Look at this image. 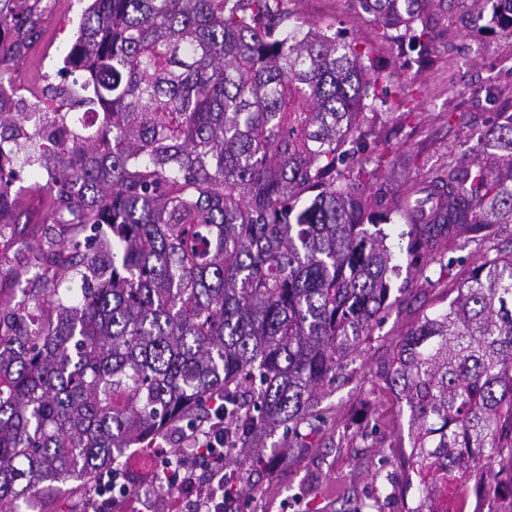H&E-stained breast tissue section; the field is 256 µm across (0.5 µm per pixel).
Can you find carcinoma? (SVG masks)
Segmentation results:
<instances>
[{"instance_id":"1","label":"carcinoma","mask_w":512,"mask_h":512,"mask_svg":"<svg viewBox=\"0 0 512 512\" xmlns=\"http://www.w3.org/2000/svg\"><path fill=\"white\" fill-rule=\"evenodd\" d=\"M289 0H92L65 57L112 139H46L53 195L35 279L0 311V504L51 498L87 480L167 420L224 398V440L263 465L268 437L293 447L325 383L388 307L393 255L367 222L394 211L424 272L463 235L512 219V150L502 165L444 164L392 198L381 154L357 167L362 110L388 104L366 50L326 28L290 30ZM380 37L428 51L446 0H359ZM484 30L512 29V0H479ZM12 175L0 168V216ZM73 234L112 229L105 258ZM80 278L75 293L61 287ZM408 412L415 496L450 512L486 469L512 493V253L485 257L448 309L424 315L384 362Z\"/></svg>"}]
</instances>
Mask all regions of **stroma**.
Returning a JSON list of instances; mask_svg holds the SVG:
<instances>
[{
    "label": "stroma",
    "mask_w": 512,
    "mask_h": 512,
    "mask_svg": "<svg viewBox=\"0 0 512 512\" xmlns=\"http://www.w3.org/2000/svg\"><path fill=\"white\" fill-rule=\"evenodd\" d=\"M86 0H14L20 16L34 15L33 30L15 27L20 45L9 74L13 90L6 108L17 110L28 93L56 99L79 112L75 86L62 87L57 73L73 45ZM474 0H448L435 18V39L426 65L408 43L381 41L376 25L357 0H292L288 26L331 27L342 40L369 46L382 68L390 99L414 100L412 115L399 110H364L360 158L385 155L394 186L428 181L447 161L459 169L485 158L484 139L512 115V31L474 28ZM48 174L40 164L26 168L13 187L15 208L5 216L9 250L0 252V310L10 309L23 288L35 287L36 256L52 221ZM406 221L392 214L382 229L399 271L390 277L389 306L335 381L325 385L303 447L273 446L277 467L254 470L242 448L232 449L224 467L232 472L244 512H405L404 474L398 457L408 446L404 404L386 385L379 366L422 314L446 309L466 272L485 255L512 251V224H496L489 237L460 243L448 268L430 263L425 274L409 268L400 234Z\"/></svg>",
    "instance_id": "stroma-1"
}]
</instances>
